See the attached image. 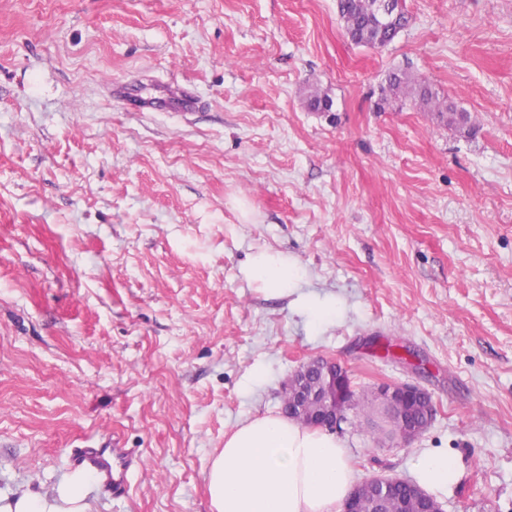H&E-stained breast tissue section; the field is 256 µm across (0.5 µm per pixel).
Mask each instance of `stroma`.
Masks as SVG:
<instances>
[{
    "instance_id": "stroma-1",
    "label": "stroma",
    "mask_w": 512,
    "mask_h": 512,
    "mask_svg": "<svg viewBox=\"0 0 512 512\" xmlns=\"http://www.w3.org/2000/svg\"><path fill=\"white\" fill-rule=\"evenodd\" d=\"M405 6L374 48L336 0H0L1 494L115 440L129 492L89 480L92 512H211L225 433L321 357L352 381L359 480L444 448V512H512V0ZM398 68L476 135L379 105ZM179 90L194 111L156 107ZM267 249L289 295L244 274ZM401 383L432 423L372 434ZM245 274L261 291L271 296H286L297 279L295 265L283 252H261L251 256ZM380 399L388 404L392 414L397 413L398 409L390 402L392 399L400 397L409 402H422L426 407L434 409L430 394L417 385L403 383L394 386H383L379 390Z\"/></svg>"
}]
</instances>
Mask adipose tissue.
<instances>
[{
  "mask_svg": "<svg viewBox=\"0 0 512 512\" xmlns=\"http://www.w3.org/2000/svg\"><path fill=\"white\" fill-rule=\"evenodd\" d=\"M245 274L262 291L285 296L297 278L281 252L251 256ZM416 482L431 494L457 477L447 451L432 450L413 464ZM356 471L342 439L280 415L251 417L224 436L213 458L207 494L212 512H339L355 488ZM87 477L73 474L45 493L0 495V512H87Z\"/></svg>",
  "mask_w": 512,
  "mask_h": 512,
  "instance_id": "adipose-tissue-1",
  "label": "adipose tissue"
}]
</instances>
